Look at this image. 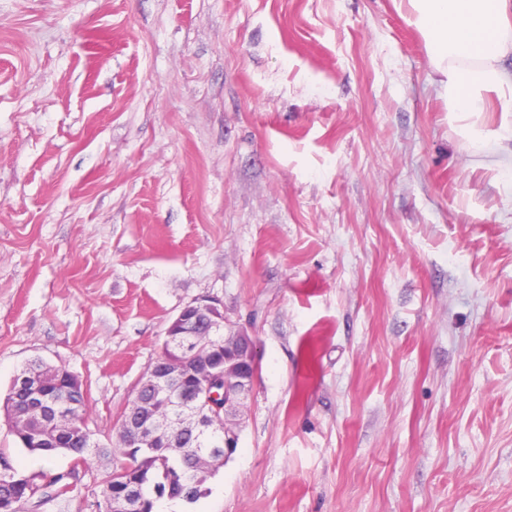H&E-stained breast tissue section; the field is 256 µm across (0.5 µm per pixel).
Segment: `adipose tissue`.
Returning <instances> with one entry per match:
<instances>
[{
	"label": "adipose tissue",
	"instance_id": "ef3b65f1",
	"mask_svg": "<svg viewBox=\"0 0 512 512\" xmlns=\"http://www.w3.org/2000/svg\"><path fill=\"white\" fill-rule=\"evenodd\" d=\"M430 51L453 111L480 116L495 97L501 129L512 135V0H398Z\"/></svg>",
	"mask_w": 512,
	"mask_h": 512
}]
</instances>
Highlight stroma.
I'll return each instance as SVG.
<instances>
[{
    "instance_id": "1",
    "label": "stroma",
    "mask_w": 512,
    "mask_h": 512,
    "mask_svg": "<svg viewBox=\"0 0 512 512\" xmlns=\"http://www.w3.org/2000/svg\"><path fill=\"white\" fill-rule=\"evenodd\" d=\"M394 0H0V399L89 393L71 473L0 419V468L94 512L119 417L188 303L260 370L185 512H512V138L471 146Z\"/></svg>"
}]
</instances>
